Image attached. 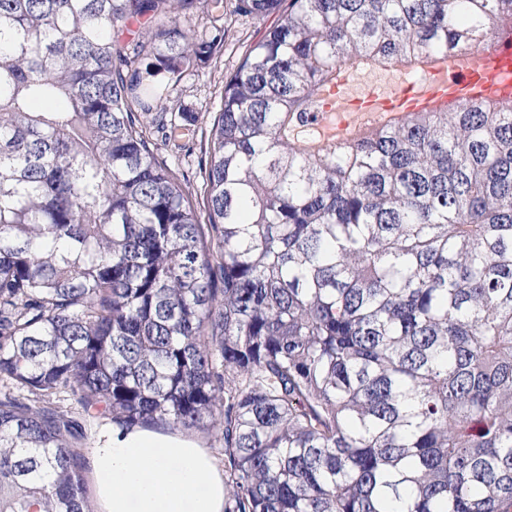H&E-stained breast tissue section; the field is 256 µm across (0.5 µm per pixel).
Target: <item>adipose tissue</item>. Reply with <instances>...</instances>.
Here are the masks:
<instances>
[{"label": "adipose tissue", "mask_w": 512, "mask_h": 512, "mask_svg": "<svg viewBox=\"0 0 512 512\" xmlns=\"http://www.w3.org/2000/svg\"><path fill=\"white\" fill-rule=\"evenodd\" d=\"M96 512H224V472L183 434L100 427L86 454Z\"/></svg>", "instance_id": "obj_1"}]
</instances>
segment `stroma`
<instances>
[{
  "label": "stroma",
  "instance_id": "stroma-1",
  "mask_svg": "<svg viewBox=\"0 0 512 512\" xmlns=\"http://www.w3.org/2000/svg\"><path fill=\"white\" fill-rule=\"evenodd\" d=\"M276 21L273 15L250 19L233 14L220 20L219 25L225 31L222 42L213 48L208 60L183 78L173 95L175 105L185 107L197 117L192 136L172 142L165 140L157 124L147 126V133L156 143L160 159L166 161L186 187L197 210L205 208L204 168L209 158L210 130L220 109L224 77L236 68L249 47L259 41ZM406 78L405 67L390 69L372 64L355 68L339 90L345 97L359 99L378 90L393 91Z\"/></svg>",
  "mask_w": 512,
  "mask_h": 512
}]
</instances>
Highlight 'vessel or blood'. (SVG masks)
Segmentation results:
<instances>
[{
	"instance_id": "vessel-or-blood-1",
	"label": "vessel or blood",
	"mask_w": 512,
	"mask_h": 512,
	"mask_svg": "<svg viewBox=\"0 0 512 512\" xmlns=\"http://www.w3.org/2000/svg\"><path fill=\"white\" fill-rule=\"evenodd\" d=\"M512 97V38L499 40L488 52L449 60L439 71L417 83L402 86L394 95L375 93L357 100L363 114L421 112L442 102L460 99Z\"/></svg>"
}]
</instances>
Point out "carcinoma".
<instances>
[{
	"label": "carcinoma",
	"mask_w": 512,
	"mask_h": 512,
	"mask_svg": "<svg viewBox=\"0 0 512 512\" xmlns=\"http://www.w3.org/2000/svg\"><path fill=\"white\" fill-rule=\"evenodd\" d=\"M195 2L0 0V379L39 402L0 399V512H94L57 393L208 431L224 512H512V100L304 146L348 66L484 50L512 0H234L279 19L206 224L140 120L222 41Z\"/></svg>",
	"instance_id": "obj_1"
}]
</instances>
